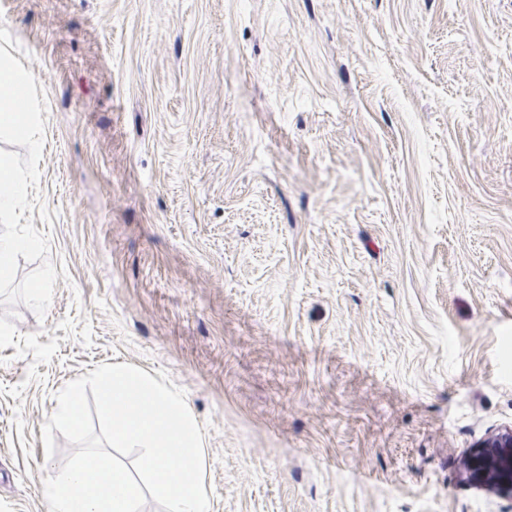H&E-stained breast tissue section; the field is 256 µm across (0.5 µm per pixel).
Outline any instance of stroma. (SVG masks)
I'll use <instances>...</instances> for the list:
<instances>
[{
    "mask_svg": "<svg viewBox=\"0 0 512 512\" xmlns=\"http://www.w3.org/2000/svg\"><path fill=\"white\" fill-rule=\"evenodd\" d=\"M0 46L59 340L0 350V512L101 363L185 391L210 512H505L460 472L512 426V0H0Z\"/></svg>",
    "mask_w": 512,
    "mask_h": 512,
    "instance_id": "obj_1",
    "label": "stroma"
}]
</instances>
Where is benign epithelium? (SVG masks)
<instances>
[{"mask_svg":"<svg viewBox=\"0 0 512 512\" xmlns=\"http://www.w3.org/2000/svg\"><path fill=\"white\" fill-rule=\"evenodd\" d=\"M464 479L485 486L512 510V427L488 434L463 460Z\"/></svg>","mask_w":512,"mask_h":512,"instance_id":"benign-epithelium-1","label":"benign epithelium"}]
</instances>
